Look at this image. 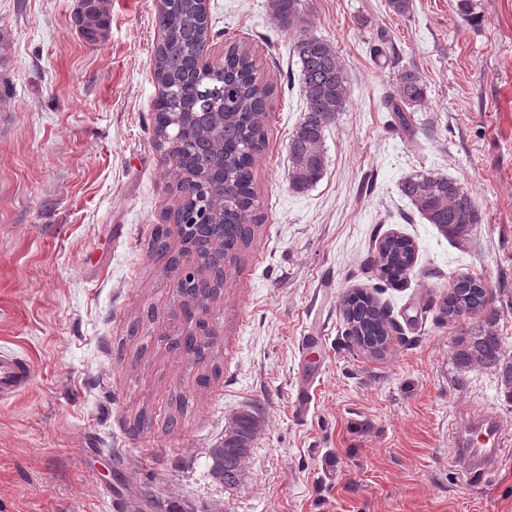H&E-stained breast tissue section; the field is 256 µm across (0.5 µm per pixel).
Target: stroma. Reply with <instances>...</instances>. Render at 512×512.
I'll use <instances>...</instances> for the list:
<instances>
[{"instance_id": "1", "label": "stroma", "mask_w": 512, "mask_h": 512, "mask_svg": "<svg viewBox=\"0 0 512 512\" xmlns=\"http://www.w3.org/2000/svg\"><path fill=\"white\" fill-rule=\"evenodd\" d=\"M267 3L208 0L210 48L246 43L274 93L254 167L261 221L210 305L212 359L198 364L166 345L175 276L152 259L180 204L153 134L159 0H111L93 45L74 25L80 0H0V351L33 370L0 401V512H512V398L493 368L455 356L481 324L512 359V0H470L466 14L413 0L405 15L386 0H308V31L342 58L351 103L303 192L288 182L299 69ZM404 67L428 87L408 131L385 106ZM418 171L472 195L481 221L466 240L401 195ZM395 232L416 263L389 282L376 247ZM460 274L492 302L451 320L442 302ZM355 288L388 316L382 355L345 334ZM255 408L241 480L224 485L208 451ZM476 410L506 434L484 475L450 446Z\"/></svg>"}]
</instances>
